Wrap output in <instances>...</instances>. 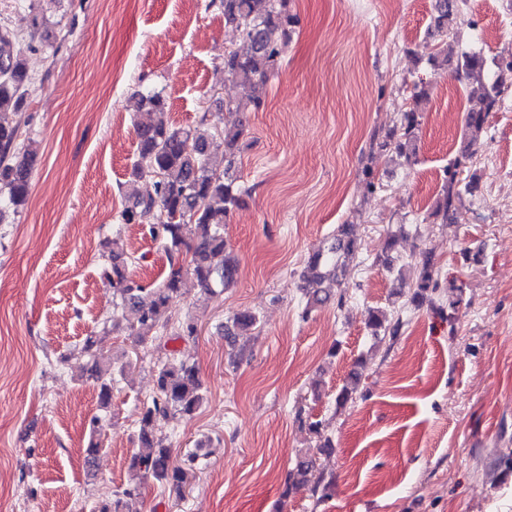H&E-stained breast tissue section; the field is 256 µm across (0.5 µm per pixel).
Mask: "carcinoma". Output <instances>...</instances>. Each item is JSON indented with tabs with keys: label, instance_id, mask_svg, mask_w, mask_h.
I'll return each mask as SVG.
<instances>
[{
	"label": "carcinoma",
	"instance_id": "cac0c4a2",
	"mask_svg": "<svg viewBox=\"0 0 512 512\" xmlns=\"http://www.w3.org/2000/svg\"><path fill=\"white\" fill-rule=\"evenodd\" d=\"M460 0H436L433 29L439 36L448 35V20ZM226 23L235 26L247 49L224 54V72L228 80L244 90L238 98L222 101L224 126L215 124L203 114L194 128L183 129L169 125L160 115L169 109L167 98L159 91L138 90L128 99L127 107L140 116L135 123L137 147L141 166L133 172L124 193V206L120 213L123 224H148L152 236L158 239L166 253L169 268L162 283L148 288L129 274V256L120 238L112 239L109 264L101 276L112 285V296L121 301L122 308L132 312L130 332L142 339L164 338L171 318L169 307L182 290L184 277L192 275L203 291L216 293V288H227L238 276V260L227 252L224 224L244 202L248 190L236 183L230 175L235 167L240 143L247 131L248 114L258 111L263 104V89L275 71L289 40L295 17L288 12L287 0H221ZM14 29L0 30V200L6 205H21L30 190L31 153L19 146L21 111L31 84L25 63L9 50ZM428 62L435 71H448L459 81L478 85V94L471 97L464 123L467 131L465 150L448 164L441 197L435 216L441 223L457 220L458 202L462 192L477 189L472 179L459 187V171L475 154L484 131L489 112L498 106L499 98L512 74V62L506 69L490 72L486 59L479 51H464L456 59L439 50L430 55ZM425 89L414 95V104L402 113L400 127L387 133L377 143L378 150L387 152L410 166L417 161L415 129L418 124L420 103L426 98ZM224 139V154L209 151L210 140ZM153 178V193L144 196L136 183L144 175ZM357 240L350 234L349 225L341 224L330 240L311 253L301 273L300 290L306 298L301 317H309L314 308L326 304L343 307L346 287L342 272L346 262L355 258ZM408 298V305L418 308L427 303L433 311L447 319L444 307L435 305L434 297L440 288L439 273L431 257L423 256L421 271ZM259 318L252 311H242L232 318V327L246 333L257 327ZM407 324L404 310L377 309L369 314L368 326L374 335H383L395 341ZM80 364L81 376L99 384V399L106 407L112 399V380L103 375V358L98 349V338L86 336L81 347L73 354ZM360 382L355 371L336 395L340 405L352 400ZM155 392L144 405L137 433L138 450L129 463L136 479L112 492V498L95 506L94 512H140L142 483L149 480L168 486L181 495L190 472L201 457L203 442L196 451L187 455L185 466L170 463V448L165 444L161 424L176 417L192 416L200 407L202 383L197 365L174 355L158 365L154 380ZM300 427L308 429L319 441L318 448L329 451L332 441L324 434L319 420L297 414ZM100 419L89 421V436L85 448V463L92 467L102 445L99 439ZM316 501H323L333 487L332 479L319 471L317 460L301 457L288 472L283 497L305 485Z\"/></svg>",
	"mask_w": 512,
	"mask_h": 512
}]
</instances>
